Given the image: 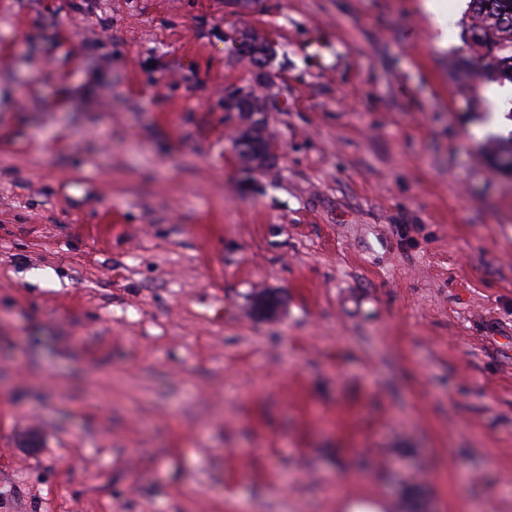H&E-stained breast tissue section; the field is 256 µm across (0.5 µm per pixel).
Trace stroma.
I'll list each match as a JSON object with an SVG mask.
<instances>
[{
    "label": "stroma",
    "mask_w": 512,
    "mask_h": 512,
    "mask_svg": "<svg viewBox=\"0 0 512 512\" xmlns=\"http://www.w3.org/2000/svg\"><path fill=\"white\" fill-rule=\"evenodd\" d=\"M446 2L444 47L422 0H0V512H512V176Z\"/></svg>",
    "instance_id": "obj_1"
}]
</instances>
